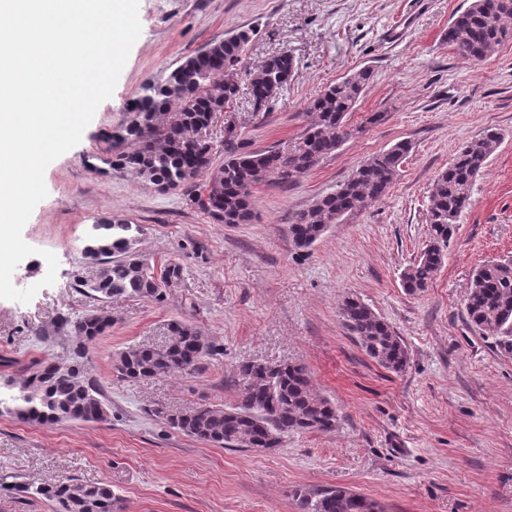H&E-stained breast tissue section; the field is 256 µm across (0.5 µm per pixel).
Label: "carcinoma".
<instances>
[{
    "label": "carcinoma",
    "mask_w": 512,
    "mask_h": 512,
    "mask_svg": "<svg viewBox=\"0 0 512 512\" xmlns=\"http://www.w3.org/2000/svg\"><path fill=\"white\" fill-rule=\"evenodd\" d=\"M512 16V0H473L454 14L445 41L464 59L479 63L512 37L502 19ZM256 30L239 29L186 57L160 82L147 81L130 104L126 138L137 147L121 156L118 165L136 171L141 180L159 191L182 189L197 174L210 172L209 195L187 194L191 204L212 218L223 215L226 224H249L255 218L252 187L262 181L288 186L297 183L323 159L330 157L363 127L348 124V114L365 94L371 78L361 69L328 86L309 106L308 122L290 151L231 149L214 164V146L199 137L212 117L222 112L239 93L233 76ZM294 58L281 52L268 58L249 79L248 94L255 110L269 111L278 93L292 79ZM177 108L174 120L160 127L161 113ZM501 136L488 128L463 144L448 168L437 174L429 194V241L401 273L410 294L425 291L442 266L456 224L471 205L472 187L500 145ZM412 150L399 141L372 155L358 166L336 191L296 212L288 232L299 249L310 248L346 214L365 209L382 199ZM95 235L85 246L86 258L101 264L100 275L84 282L98 298L138 297L159 301L162 289L178 283L181 265L167 262L165 277L155 278V266L140 257L136 245L141 227L122 218L94 226ZM469 324L494 340L500 353L512 355V258L488 260L472 273L464 299ZM342 324L364 351L394 373L405 371L409 355L403 339L382 317L358 298L347 297L339 308ZM81 338L76 355L82 359L86 345L111 327L102 314L75 320L63 318ZM212 347L190 325L173 321L168 341L160 347H128L113 358L119 377L148 381L174 373L189 374ZM244 383L241 399L230 408L198 406L188 412L163 415L170 428L213 445L241 448H275L283 437L306 431H332L339 416L336 407L313 388L306 368L294 363H256L240 366ZM18 395L0 413L27 424L60 421H98L103 395L87 380L82 365L46 359L17 385ZM55 501L60 512H115L116 494L109 485L89 486L72 480L35 488ZM301 512H363L354 493L330 487L315 494L298 493Z\"/></svg>",
    "instance_id": "obj_1"
}]
</instances>
